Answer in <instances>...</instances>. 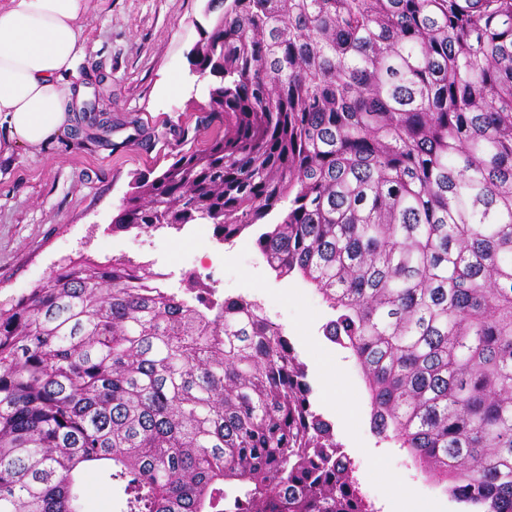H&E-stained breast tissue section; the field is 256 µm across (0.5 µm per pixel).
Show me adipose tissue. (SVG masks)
Masks as SVG:
<instances>
[{
  "label": "adipose tissue",
  "mask_w": 512,
  "mask_h": 512,
  "mask_svg": "<svg viewBox=\"0 0 512 512\" xmlns=\"http://www.w3.org/2000/svg\"><path fill=\"white\" fill-rule=\"evenodd\" d=\"M86 0H0V129L4 151L37 150L69 124L86 56Z\"/></svg>",
  "instance_id": "adipose-tissue-1"
}]
</instances>
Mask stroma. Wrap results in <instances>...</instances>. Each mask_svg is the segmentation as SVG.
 I'll use <instances>...</instances> for the list:
<instances>
[{"mask_svg": "<svg viewBox=\"0 0 512 512\" xmlns=\"http://www.w3.org/2000/svg\"><path fill=\"white\" fill-rule=\"evenodd\" d=\"M207 0H88L83 19L87 53L70 81L98 115L112 122L109 141L90 142L81 102L64 132L36 151L0 153V297H20L47 280L56 261L81 254L167 264L168 286L184 273L214 275L225 295L250 294L285 329L307 371L317 413L333 426L353 461L364 495L377 512H457L406 452L371 428L368 393L350 350L323 328L332 312L302 281L277 279L251 235L234 247H201L172 230L113 231L112 220L132 182L157 176L190 147L224 130L207 110L203 83L187 54L208 26ZM102 96H95V89Z\"/></svg>", "mask_w": 512, "mask_h": 512, "instance_id": "obj_1", "label": "stroma"}]
</instances>
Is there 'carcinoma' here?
Wrapping results in <instances>:
<instances>
[{
    "instance_id": "obj_1",
    "label": "carcinoma",
    "mask_w": 512,
    "mask_h": 512,
    "mask_svg": "<svg viewBox=\"0 0 512 512\" xmlns=\"http://www.w3.org/2000/svg\"><path fill=\"white\" fill-rule=\"evenodd\" d=\"M229 129L138 178L114 231L258 229L334 312L374 432L462 512H512V0H208ZM255 303L83 254L0 300V512H375ZM84 481L87 486L86 504L89 512H113L110 495L103 487L98 473L86 472Z\"/></svg>"
}]
</instances>
